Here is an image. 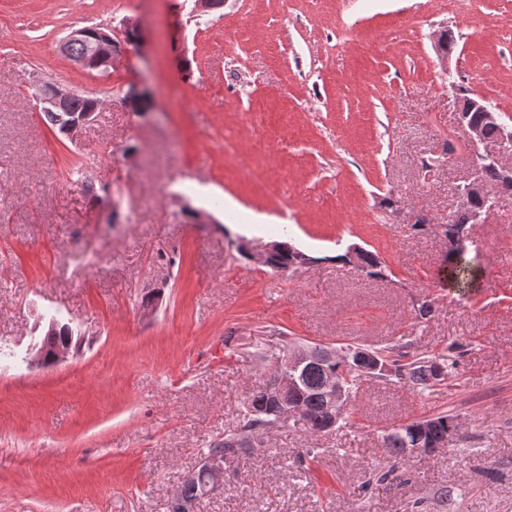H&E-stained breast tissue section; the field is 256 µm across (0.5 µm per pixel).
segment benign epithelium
<instances>
[{
  "mask_svg": "<svg viewBox=\"0 0 512 512\" xmlns=\"http://www.w3.org/2000/svg\"><path fill=\"white\" fill-rule=\"evenodd\" d=\"M124 31L135 33L132 40H127L116 46L112 35L98 31L96 32V41L88 42L89 28L83 27L71 31L63 42V48H68L74 43H90L89 55L74 59V62L80 66H85L89 58L93 56H102L108 58L109 63L116 67L130 53L139 49L140 25L137 21L128 19L125 21ZM73 96V93L66 91L59 86H54L51 92L39 99L40 110L44 112H54L63 107L66 101ZM96 117V111L86 112L72 121L68 126V136L76 141L80 138L83 130L91 124ZM488 120L496 123L500 127V136L494 143L484 139L482 128L479 126L463 127L468 145L474 147L470 157L479 154L486 159L493 160L500 168L504 177H512V125L502 122L500 115L491 112ZM484 146V150H479V146ZM466 188L461 193L462 200H467L470 196L480 197L484 205L480 211L473 215V223L480 222L483 213L490 211L495 207L501 198V192L495 185L482 182L478 177L472 176L465 181ZM280 243L277 241L265 243L260 247H255L251 242L240 239L238 250L250 256L251 259L259 263L268 264V258L279 250ZM69 353V347L60 346L55 349L51 355V361H46L45 350L38 349L29 363L46 365L48 363H57L64 359ZM323 356L327 362L332 363L336 360H343L347 367L363 374L364 378H372L381 368L380 361L370 358L366 355L356 359L351 358L350 354L340 352L333 348L320 347L318 345L294 343L288 349L277 354H273L264 360V381L261 389L277 404L280 416L287 418L296 416L302 422L308 424L312 416L303 412L302 408L294 404L296 395L302 390L303 369L316 363L318 356ZM321 390L325 398V408L328 412V426L334 427L336 419L342 417L345 413L349 396L344 387L342 378L333 374H328L324 379ZM206 477L207 494L224 486V459L218 455L198 456L195 466L187 471L181 480V483L198 482Z\"/></svg>",
  "mask_w": 512,
  "mask_h": 512,
  "instance_id": "1",
  "label": "benign epithelium"
}]
</instances>
